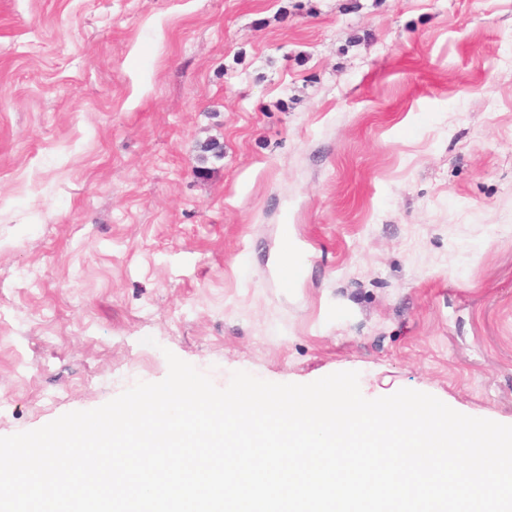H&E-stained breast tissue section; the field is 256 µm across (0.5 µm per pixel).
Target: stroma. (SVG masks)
<instances>
[{
  "mask_svg": "<svg viewBox=\"0 0 512 512\" xmlns=\"http://www.w3.org/2000/svg\"><path fill=\"white\" fill-rule=\"evenodd\" d=\"M168 350L512 422V0H0V437Z\"/></svg>",
  "mask_w": 512,
  "mask_h": 512,
  "instance_id": "35a3bbf8",
  "label": "stroma"
}]
</instances>
